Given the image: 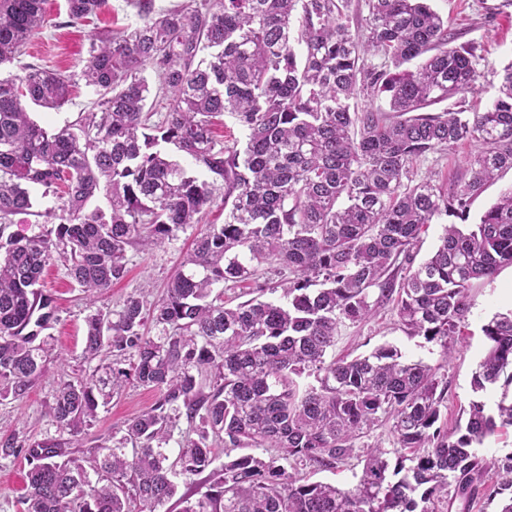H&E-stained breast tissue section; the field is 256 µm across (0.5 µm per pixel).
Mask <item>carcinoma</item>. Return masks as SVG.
<instances>
[{
  "label": "carcinoma",
  "mask_w": 512,
  "mask_h": 512,
  "mask_svg": "<svg viewBox=\"0 0 512 512\" xmlns=\"http://www.w3.org/2000/svg\"><path fill=\"white\" fill-rule=\"evenodd\" d=\"M137 22L93 35L82 74L93 97L73 122L47 128L29 109L71 101V76L35 65L0 75V400L22 399L46 370L54 310L43 274L61 262L89 301L83 359L113 356L84 379L59 384L50 417L70 438L0 439V458L29 459L22 512H159L176 479L213 482L184 512H466L478 496L512 512V456L479 454L512 426V401L473 400L453 431L441 424L438 369L383 344L328 359L345 322L391 304L410 337L448 351L471 308L475 281L512 266V186L466 228L444 227L431 257L413 266L421 230L465 218L474 198L512 170V66L478 112L476 47L453 44L427 0H365L350 30L351 0H189L158 11L131 0ZM107 0H66L73 22ZM46 21L45 0H0V70L19 61ZM152 66L153 87L144 75ZM385 93L389 110H359ZM165 100L158 121L147 107ZM232 114L242 147L216 139ZM467 141L468 178L448 190L416 179L414 162ZM191 159L204 177L189 174ZM54 199L41 213L37 198ZM160 298L130 294L99 304L128 271L127 253L150 251L201 222ZM20 214L58 220L27 236L5 234ZM406 268L399 278L392 267ZM267 279L235 306L213 294ZM151 319L155 335L144 331ZM486 353L474 392L512 386V311L481 327ZM129 363V368L122 367ZM314 376L315 383L302 382ZM154 391L110 446L94 447L90 477L66 447L126 381ZM191 435L169 461L181 421ZM390 424L395 460L359 440ZM242 454L220 470L213 448ZM365 453L358 484L312 482ZM453 495H448V488Z\"/></svg>",
  "instance_id": "obj_1"
}]
</instances>
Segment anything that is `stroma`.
<instances>
[{"label": "stroma", "instance_id": "1", "mask_svg": "<svg viewBox=\"0 0 512 512\" xmlns=\"http://www.w3.org/2000/svg\"><path fill=\"white\" fill-rule=\"evenodd\" d=\"M431 6L447 18L448 28L457 33L459 42L476 45L479 78L468 100L478 108L488 106L497 93L504 68L512 64V4L506 0H431ZM46 9L49 23L32 39L23 60L61 70L76 79L82 74L94 32L122 27L135 18L126 0H108L104 12L78 23L69 22L65 0H48ZM475 151V146L466 142L454 145L418 160L414 172L417 177H428L436 184L453 187L465 180V159ZM223 221V209L215 207L207 211L202 224ZM202 224L188 227L177 239L152 251L129 250L128 273L109 289L107 304L118 306L127 295L145 288L149 289L151 298L161 296L169 277L191 250ZM509 284H512V266L502 267L493 278L474 282L468 321L448 351H441L421 338L407 336L395 310L388 304L368 321L342 325L332 354L351 359L392 343L414 358L439 367L446 384L443 421L447 427H455L463 408L472 400L480 399L491 406L502 396L512 397V387L497 386L480 394L472 387L473 374L485 354L481 327L495 313L512 309V299L504 295V288ZM44 292L50 296L55 310L50 330L52 351L46 372L23 399L0 403V438L18 431L37 438L55 435L56 427L48 414L55 389L60 381L81 379L89 371L81 357L84 319L88 313L83 292L58 263L50 266L44 276ZM155 400L154 392L132 382L125 384L118 394L99 406L96 420L81 436V447L69 449V456L88 463L90 447L111 445L113 438L123 435L127 422ZM28 468L29 462L23 456L0 460V512H20L19 500L26 492Z\"/></svg>", "mask_w": 512, "mask_h": 512}]
</instances>
